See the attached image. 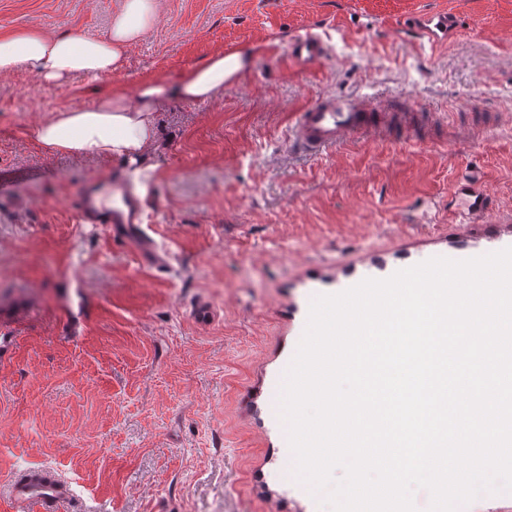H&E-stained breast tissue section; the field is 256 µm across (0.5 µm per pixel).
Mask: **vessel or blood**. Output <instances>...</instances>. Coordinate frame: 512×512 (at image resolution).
Returning <instances> with one entry per match:
<instances>
[{
	"instance_id": "b4317fda",
	"label": "vessel or blood",
	"mask_w": 512,
	"mask_h": 512,
	"mask_svg": "<svg viewBox=\"0 0 512 512\" xmlns=\"http://www.w3.org/2000/svg\"><path fill=\"white\" fill-rule=\"evenodd\" d=\"M459 19L448 10L406 17L401 27L420 46L438 50ZM326 53L320 37L312 33L296 36L289 42L287 54L291 61L306 68ZM418 112H391L368 98H336L325 95L295 113L292 137L296 143L313 153L341 146L354 138H382L393 128L415 123ZM492 201L484 189V175L474 165L465 166L448 188V216L467 224L485 223ZM80 223L100 224L110 228L113 238L139 244V254L147 262H155L152 245L141 233L144 222L142 200L130 184L93 178L76 201ZM69 487L57 476L40 472L12 486L10 496L20 504L41 505L44 512H53L68 497Z\"/></svg>"
}]
</instances>
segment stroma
Wrapping results in <instances>:
<instances>
[{"mask_svg": "<svg viewBox=\"0 0 512 512\" xmlns=\"http://www.w3.org/2000/svg\"><path fill=\"white\" fill-rule=\"evenodd\" d=\"M123 0H0V34L104 35ZM449 9L463 31L418 51L396 19ZM326 57L301 69L289 35ZM264 45L214 99L169 101L157 146L130 165L48 156L31 127L94 97L77 81L0 76V512L42 469L58 512H329L295 479L279 380L311 300L433 257L512 246V0H160L113 84L134 94L227 46ZM368 95L425 118L309 155L290 113ZM478 161L494 210L448 221V184ZM101 177L137 184L161 263L78 221Z\"/></svg>", "mask_w": 512, "mask_h": 512, "instance_id": "obj_1", "label": "stroma"}]
</instances>
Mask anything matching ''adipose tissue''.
<instances>
[{
    "mask_svg": "<svg viewBox=\"0 0 512 512\" xmlns=\"http://www.w3.org/2000/svg\"><path fill=\"white\" fill-rule=\"evenodd\" d=\"M159 9V0H123L109 31L98 37L26 30L0 38V75L23 70L54 86L77 77L106 83L124 71L131 49L153 29ZM245 71L244 55L227 58L218 52L174 80L140 83L135 99L115 88L98 93L91 106L56 110L29 135L48 155L106 156L132 163L154 145L162 103L210 100L226 77Z\"/></svg>",
    "mask_w": 512,
    "mask_h": 512,
    "instance_id": "obj_1",
    "label": "adipose tissue"
}]
</instances>
